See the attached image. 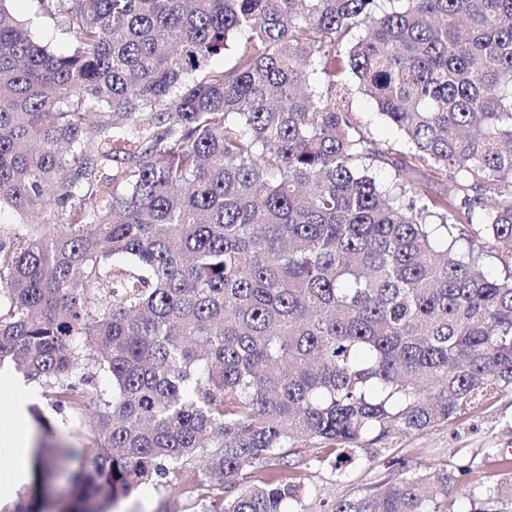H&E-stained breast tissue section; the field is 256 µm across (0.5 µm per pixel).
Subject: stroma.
<instances>
[{
	"label": "stroma",
	"instance_id": "1",
	"mask_svg": "<svg viewBox=\"0 0 512 512\" xmlns=\"http://www.w3.org/2000/svg\"><path fill=\"white\" fill-rule=\"evenodd\" d=\"M351 107L381 148L401 158L405 143L379 115L376 102L353 93ZM512 458V390L492 393L488 399L465 407L458 417L422 432L392 435L355 449L341 468L310 465L303 457L291 460L302 480L296 512H330L332 505L367 489L399 477L398 462L409 469L433 465L471 466L465 485L499 483L512 478L498 464L500 456ZM189 500L184 478L171 479L160 486L145 485L118 501L110 512H158L162 503L186 504Z\"/></svg>",
	"mask_w": 512,
	"mask_h": 512
}]
</instances>
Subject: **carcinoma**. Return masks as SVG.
Masks as SVG:
<instances>
[{
    "label": "carcinoma",
    "instance_id": "1",
    "mask_svg": "<svg viewBox=\"0 0 512 512\" xmlns=\"http://www.w3.org/2000/svg\"><path fill=\"white\" fill-rule=\"evenodd\" d=\"M10 2L0 362L94 449L63 512L184 473L201 512H293L289 456L512 389V0H32L64 16L62 51ZM355 87L406 141L397 192L369 174L388 158ZM421 167L451 184L406 207L432 190ZM34 462L14 512H44ZM470 472L407 471L331 512H454Z\"/></svg>",
    "mask_w": 512,
    "mask_h": 512
}]
</instances>
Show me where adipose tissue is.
<instances>
[{
    "label": "adipose tissue",
    "instance_id": "obj_1",
    "mask_svg": "<svg viewBox=\"0 0 512 512\" xmlns=\"http://www.w3.org/2000/svg\"><path fill=\"white\" fill-rule=\"evenodd\" d=\"M0 384L10 395L5 410L0 411V506L28 485L32 475L33 434L28 422L27 406L35 394L32 385L16 380L0 370Z\"/></svg>",
    "mask_w": 512,
    "mask_h": 512
}]
</instances>
